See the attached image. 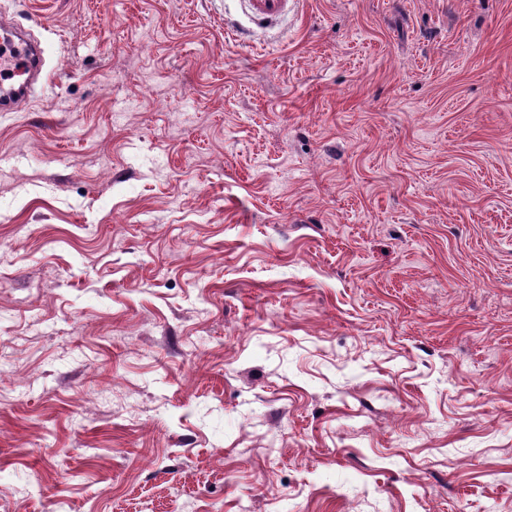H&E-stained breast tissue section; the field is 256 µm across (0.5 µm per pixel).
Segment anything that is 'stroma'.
<instances>
[{
  "label": "stroma",
  "mask_w": 512,
  "mask_h": 512,
  "mask_svg": "<svg viewBox=\"0 0 512 512\" xmlns=\"http://www.w3.org/2000/svg\"><path fill=\"white\" fill-rule=\"evenodd\" d=\"M0 0V512H512V0Z\"/></svg>",
  "instance_id": "1"
}]
</instances>
